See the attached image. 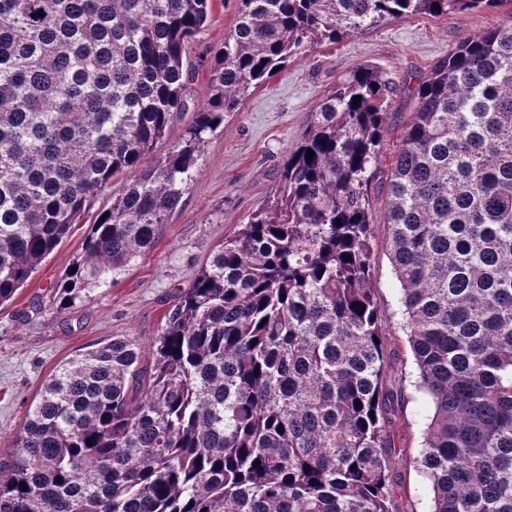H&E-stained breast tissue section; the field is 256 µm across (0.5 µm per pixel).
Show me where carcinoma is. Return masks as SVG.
<instances>
[{
    "mask_svg": "<svg viewBox=\"0 0 512 512\" xmlns=\"http://www.w3.org/2000/svg\"><path fill=\"white\" fill-rule=\"evenodd\" d=\"M211 2L0 0L1 304L117 176L57 307L151 248L206 135L275 67L387 17L499 0H240L207 99L150 163ZM397 93L369 66L336 83L151 360L114 336L45 381L0 458V512H392L373 188L433 408L417 457L432 512H512V24L437 60L389 144Z\"/></svg>",
    "mask_w": 512,
    "mask_h": 512,
    "instance_id": "cac0c4a2",
    "label": "carcinoma"
}]
</instances>
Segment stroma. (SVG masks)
<instances>
[{"instance_id":"1","label":"stroma","mask_w":512,"mask_h":512,"mask_svg":"<svg viewBox=\"0 0 512 512\" xmlns=\"http://www.w3.org/2000/svg\"><path fill=\"white\" fill-rule=\"evenodd\" d=\"M239 0H212L208 26L189 50L186 110L175 116L153 158L166 154L182 136L208 91L212 52L234 29ZM512 21V0L491 10L389 18L341 41L322 42L252 91L223 129L207 135L198 172L178 208L163 224L151 249L142 252L111 283L91 290L66 311L58 310L52 288L83 252L97 214L110 209L123 190L122 178L93 198L80 223L43 261L23 288L0 305V453L37 400L43 383L67 360L115 336L150 347L164 316L188 288L199 267L224 238L273 195L279 168L304 130L317 102L337 80L361 65L372 66L397 84L416 86L433 63L462 39ZM373 285L384 313L388 357L386 381L402 390L391 429L408 455L391 457L393 512H430L431 499L415 458L424 424L432 413L417 388L404 317L387 247L383 197L373 200Z\"/></svg>"}]
</instances>
